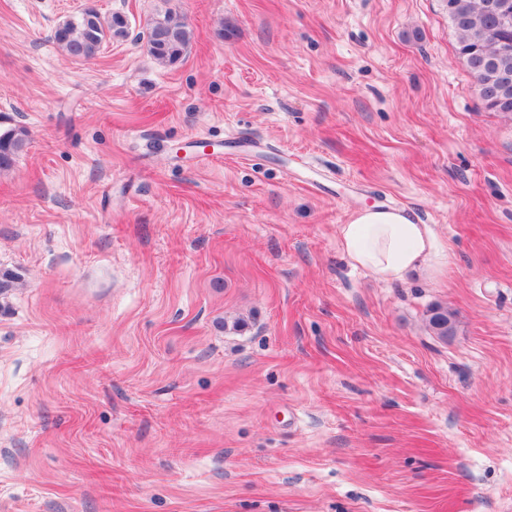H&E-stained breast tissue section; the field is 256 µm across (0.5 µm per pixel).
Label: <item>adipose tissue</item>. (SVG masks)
I'll use <instances>...</instances> for the list:
<instances>
[{"instance_id": "1", "label": "adipose tissue", "mask_w": 512, "mask_h": 512, "mask_svg": "<svg viewBox=\"0 0 512 512\" xmlns=\"http://www.w3.org/2000/svg\"><path fill=\"white\" fill-rule=\"evenodd\" d=\"M339 248L353 267L376 280H403L416 269H433L436 238L427 225L416 223L402 209L365 207L339 227Z\"/></svg>"}]
</instances>
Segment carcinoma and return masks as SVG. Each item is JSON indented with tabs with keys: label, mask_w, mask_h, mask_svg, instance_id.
<instances>
[{
	"label": "carcinoma",
	"mask_w": 512,
	"mask_h": 512,
	"mask_svg": "<svg viewBox=\"0 0 512 512\" xmlns=\"http://www.w3.org/2000/svg\"><path fill=\"white\" fill-rule=\"evenodd\" d=\"M448 19L458 34L459 53L471 75L480 82L482 102L492 112L512 115V56L502 58L488 38L498 26V17L487 8L488 0H451ZM127 36L126 20L114 14L105 19L91 8L58 24L51 39L76 60H89L102 45ZM193 31L177 17L157 20L149 31L148 44L153 57L162 64H173L184 54ZM27 146V133L14 128L0 134V169L10 168ZM428 326L441 340L448 339L455 327L448 308L439 304L428 310Z\"/></svg>",
	"instance_id": "cac0c4a2"
}]
</instances>
